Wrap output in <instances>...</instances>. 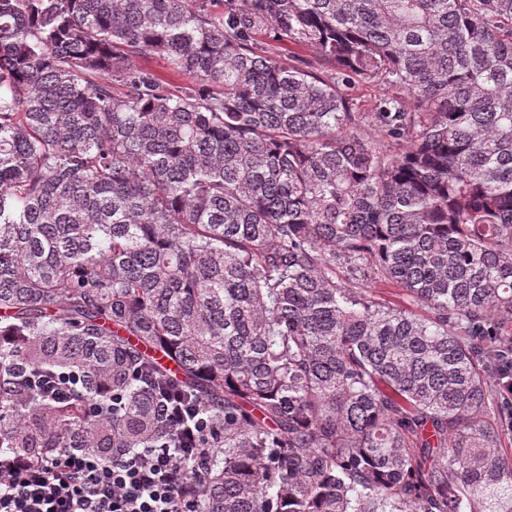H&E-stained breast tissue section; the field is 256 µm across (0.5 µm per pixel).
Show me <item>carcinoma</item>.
<instances>
[{
	"label": "carcinoma",
	"mask_w": 512,
	"mask_h": 512,
	"mask_svg": "<svg viewBox=\"0 0 512 512\" xmlns=\"http://www.w3.org/2000/svg\"><path fill=\"white\" fill-rule=\"evenodd\" d=\"M511 326L512 0H0V455L176 399L198 512H512ZM399 93L400 96L403 97L405 103L411 106V100L403 94L402 91L396 90L388 85L383 84H373V85H363L356 87L352 92L353 102L355 107L360 112L368 110L372 104V102L379 97L385 95H395Z\"/></svg>",
	"instance_id": "cac0c4a2"
}]
</instances>
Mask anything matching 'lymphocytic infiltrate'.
Returning a JSON list of instances; mask_svg holds the SVG:
<instances>
[{"instance_id":"f902f5d3","label":"lymphocytic infiltrate","mask_w":512,"mask_h":512,"mask_svg":"<svg viewBox=\"0 0 512 512\" xmlns=\"http://www.w3.org/2000/svg\"><path fill=\"white\" fill-rule=\"evenodd\" d=\"M179 454L147 448L126 460L65 450L33 464L0 459V512H197L173 482Z\"/></svg>"}]
</instances>
